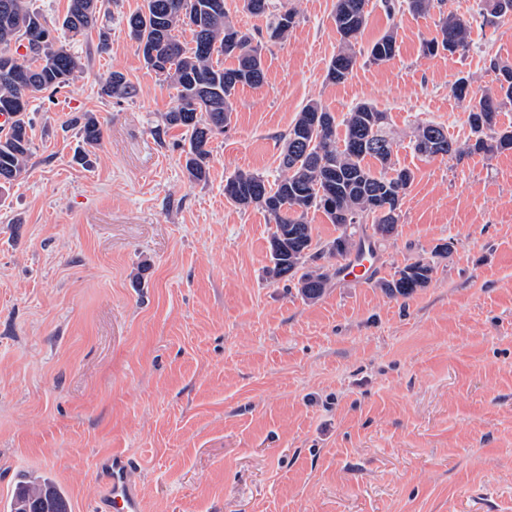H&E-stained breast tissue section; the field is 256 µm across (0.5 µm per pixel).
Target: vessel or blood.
I'll return each instance as SVG.
<instances>
[{"label":"vessel or blood","instance_id":"vessel-or-blood-1","mask_svg":"<svg viewBox=\"0 0 512 512\" xmlns=\"http://www.w3.org/2000/svg\"><path fill=\"white\" fill-rule=\"evenodd\" d=\"M132 462L122 453L99 460L98 476L101 495L94 501L92 512H142L141 501L131 483Z\"/></svg>","mask_w":512,"mask_h":512}]
</instances>
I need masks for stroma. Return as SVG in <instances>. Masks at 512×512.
I'll use <instances>...</instances> for the list:
<instances>
[{
  "label": "stroma",
  "mask_w": 512,
  "mask_h": 512,
  "mask_svg": "<svg viewBox=\"0 0 512 512\" xmlns=\"http://www.w3.org/2000/svg\"><path fill=\"white\" fill-rule=\"evenodd\" d=\"M224 3L266 81L238 88L206 182L162 123L175 89L128 35L143 0H102L107 49L93 32L69 41L83 73L30 104L27 170L0 189V512L21 473L88 512L114 451L133 460L143 512H512V151L428 159L412 143L422 123L472 142L491 59L512 64V16L368 0L357 49L392 29L398 51L334 84L336 0H273L297 11L276 43L242 0ZM449 14L470 22L467 51L423 55ZM113 71L135 95L103 93ZM311 100L339 119L386 111L395 165L415 174L370 279H335L314 302L268 278L272 218L224 196L239 170L279 178L281 137ZM84 112L103 132L88 168L68 125ZM414 259L433 264L429 285L387 296L379 281Z\"/></svg>",
  "instance_id": "stroma-1"
}]
</instances>
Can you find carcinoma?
Returning a JSON list of instances; mask_svg holds the SVG:
<instances>
[{"label": "carcinoma", "mask_w": 512, "mask_h": 512, "mask_svg": "<svg viewBox=\"0 0 512 512\" xmlns=\"http://www.w3.org/2000/svg\"><path fill=\"white\" fill-rule=\"evenodd\" d=\"M368 0H336V30L353 33L341 38V47L327 69L332 83L347 80L357 64L355 40L367 22ZM416 14H427L433 0H384L390 14L401 7ZM243 9L266 19L268 40L288 36L295 26L293 8H276L271 0H243ZM512 12V0H479V15L488 23L501 18V11ZM99 0H69L62 29L75 40L97 27ZM129 37L137 44L145 67L177 91L175 104L164 114V125L182 128L188 137L184 170L190 181L206 182L209 174L210 140L224 133L234 111V94L240 86L259 87L265 81V69L259 46L251 36L236 27L229 18L224 0H145L143 9L126 17ZM189 28L192 46L181 43L176 32ZM48 30L43 15L33 8L32 0H0V112L18 115L12 129L0 136V187L11 185L26 172L32 153L27 117L29 99L42 91L55 90L72 83L84 70L81 58L71 53L58 38L49 35L29 46V53L18 55L13 45L29 39L31 30ZM469 21L448 15L439 19L435 35L423 43V53L450 55L464 53L468 47ZM398 50L396 34L385 33L367 49L368 61L380 64ZM232 59L224 66L222 59ZM108 96L133 94L123 73L111 72L103 85ZM512 104V80L497 83L485 91L468 112L467 122L474 137L467 149L444 134V128L424 124L416 128L414 150L426 157L443 159L463 152L493 154L512 150V130L498 127L502 108ZM328 108L311 100L298 113L293 125L282 137L279 156L282 175L273 184L262 175L239 170L227 177L224 197L243 208L258 207L274 221L272 238L288 236V251L270 252L272 266L266 274L277 281L293 284L307 300L320 298L332 280L342 271L335 265L314 267L325 256L348 259L359 256L363 247H373L377 230L397 234L403 199L414 181L411 170L394 169V140L390 136L389 117L369 103L354 106L342 119V140L336 139V118L323 126L314 123L315 114ZM379 116L382 122L373 123ZM79 129L82 146L74 154L80 165L90 164L89 149L102 139L96 116L84 113L72 119ZM376 161L371 166L367 159ZM315 209L336 225L337 238H345L346 252L337 254L331 246L315 239L307 217ZM372 219V234L363 224ZM433 266L419 259L397 270L379 287L391 297H408L431 282ZM10 512H70L69 502L53 481L29 476L16 486Z\"/></svg>", "instance_id": "obj_1"}]
</instances>
